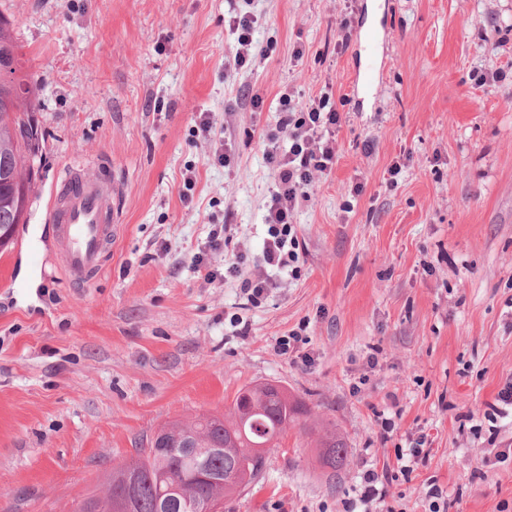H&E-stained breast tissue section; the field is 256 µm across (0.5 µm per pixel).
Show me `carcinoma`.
<instances>
[{
  "mask_svg": "<svg viewBox=\"0 0 512 512\" xmlns=\"http://www.w3.org/2000/svg\"><path fill=\"white\" fill-rule=\"evenodd\" d=\"M0 234L13 244L24 223L37 171V82L25 71L11 22L0 15ZM305 403L274 382H257L236 393L228 412L175 421L154 434V443L136 457L112 463L106 480L81 501L87 512H198V506L229 500L263 470L269 450L279 447L290 425L308 416ZM320 465L336 474L347 465L343 439L325 427L318 443Z\"/></svg>",
  "mask_w": 512,
  "mask_h": 512,
  "instance_id": "obj_1",
  "label": "carcinoma"
}]
</instances>
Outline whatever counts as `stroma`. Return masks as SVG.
<instances>
[{"instance_id":"35a3bbf8","label":"stroma","mask_w":512,"mask_h":512,"mask_svg":"<svg viewBox=\"0 0 512 512\" xmlns=\"http://www.w3.org/2000/svg\"><path fill=\"white\" fill-rule=\"evenodd\" d=\"M238 7L269 50L241 68L227 0H0L37 81L27 223L45 258L32 271L21 237L0 252V512H74L161 426L224 412L260 381L303 398L316 425L335 422L347 465L329 476L316 426L289 429L224 512H344L364 472L396 468L420 436L426 463L390 481L387 503L426 512L433 482L458 512H512V459L494 460L512 448V417L485 413L512 383V73L483 82L512 63V0ZM284 95L327 96L344 119L332 172L294 216L300 272L256 307L192 260L227 224L232 249L260 253L273 182L262 134ZM75 164L122 187L116 249L85 286L45 220ZM299 328L304 343L279 352Z\"/></svg>"}]
</instances>
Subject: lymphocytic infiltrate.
Segmentation results:
<instances>
[{"label":"lymphocytic infiltrate","mask_w":512,"mask_h":512,"mask_svg":"<svg viewBox=\"0 0 512 512\" xmlns=\"http://www.w3.org/2000/svg\"><path fill=\"white\" fill-rule=\"evenodd\" d=\"M341 113L329 107L326 99H312L292 107L281 100L274 122L264 133L263 157L274 179L269 188L265 215L267 237L260 257L249 261L237 252L223 270H207V279L224 273L240 278V289L248 302L257 305L273 286L271 271L284 270L299 261L300 243L293 219L311 200L318 177L330 174L336 159V130Z\"/></svg>","instance_id":"lymphocytic-infiltrate-1"}]
</instances>
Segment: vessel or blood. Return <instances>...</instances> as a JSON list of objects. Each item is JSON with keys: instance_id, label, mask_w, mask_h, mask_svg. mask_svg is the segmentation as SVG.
<instances>
[{"instance_id": "b4317fda", "label": "vessel or blood", "mask_w": 512, "mask_h": 512, "mask_svg": "<svg viewBox=\"0 0 512 512\" xmlns=\"http://www.w3.org/2000/svg\"><path fill=\"white\" fill-rule=\"evenodd\" d=\"M118 195L107 177H67L52 195L48 221L62 266L70 279L91 280L108 255L111 229L118 222Z\"/></svg>"}]
</instances>
